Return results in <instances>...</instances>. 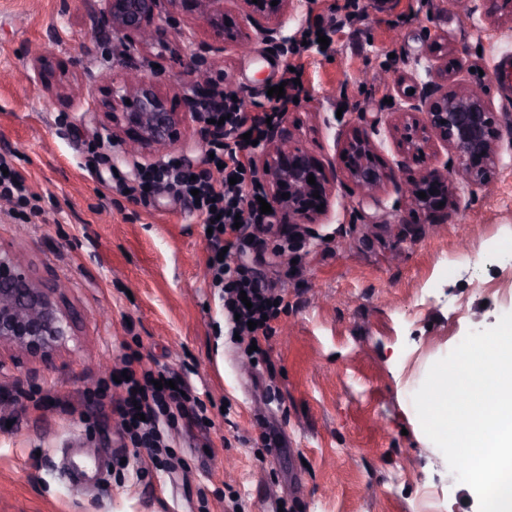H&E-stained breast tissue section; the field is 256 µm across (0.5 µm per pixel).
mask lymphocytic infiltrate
<instances>
[{
  "label": "lymphocytic infiltrate",
  "instance_id": "obj_1",
  "mask_svg": "<svg viewBox=\"0 0 512 512\" xmlns=\"http://www.w3.org/2000/svg\"><path fill=\"white\" fill-rule=\"evenodd\" d=\"M287 98H272L269 114L244 111L242 102L231 94L211 93L194 105L198 121L207 125L208 152L202 155L199 172L185 170L175 160L158 162L142 169L130 193L147 189L163 190L186 201L204 222H217L218 228L207 236L210 251L207 268L214 287L224 294V312L230 317V329L241 341L258 342L257 357H264L261 343L272 330L277 316L272 285L253 276L245 265L220 259L221 250L236 253L244 229L269 223V215L260 212L257 199L248 198L244 180L252 170L254 141H266L270 132L268 119H279L285 112ZM136 355H127L124 368L128 374L121 385L125 395L117 406L123 431L135 447L158 453L167 442L160 429L162 418L191 417L204 409L187 381L175 387L164 386L162 372L137 371Z\"/></svg>",
  "mask_w": 512,
  "mask_h": 512
}]
</instances>
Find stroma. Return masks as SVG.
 Returning <instances> with one entry per match:
<instances>
[{"mask_svg": "<svg viewBox=\"0 0 512 512\" xmlns=\"http://www.w3.org/2000/svg\"><path fill=\"white\" fill-rule=\"evenodd\" d=\"M95 3L0 0V159L28 186L26 200L0 201V246L44 284L65 283L77 319L50 360L0 352V512H227L234 498L242 512H424L429 497L438 512H479L413 396L469 331L512 313V86L492 78L512 57V5L486 0L465 19L448 0H302L283 55L225 46L178 0H158L155 18L178 29L130 53ZM436 34L462 62L456 84L485 87L503 135L492 182L465 189L437 224L395 206L394 127L397 80L424 77ZM194 60L249 112L268 110L269 88L295 75L280 123L336 168L320 223L274 224L247 248L288 301L256 367L206 276L201 216L162 191L127 196L138 162L102 129L124 64L185 112ZM366 117L379 121L386 171L371 197L342 162ZM207 138L192 124L156 156L197 168ZM131 352L183 376L207 408V425H179L160 456L123 436L120 389L92 395Z\"/></svg>", "mask_w": 512, "mask_h": 512, "instance_id": "1", "label": "stroma"}]
</instances>
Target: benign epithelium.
<instances>
[{
  "label": "benign epithelium",
  "instance_id": "7a95c632",
  "mask_svg": "<svg viewBox=\"0 0 512 512\" xmlns=\"http://www.w3.org/2000/svg\"><path fill=\"white\" fill-rule=\"evenodd\" d=\"M187 13H194L214 28L224 30V40L257 38L288 51L281 30L298 6V0H179ZM157 0H99L100 12L127 46L142 44L144 36L163 38L165 30L151 27ZM454 65L448 56L436 59L426 69L427 80L416 83L414 93L400 108L398 126L403 166L410 171L401 187L400 206L421 210L435 217L447 216L448 204L473 185L491 180L499 162L501 135L490 104L483 94L466 86L448 89ZM112 127L129 138L128 149L153 156L160 145L177 140L181 129L194 121L191 112L172 111L149 78L137 69L112 83ZM373 122L345 143L344 163L351 180L365 196L384 181L385 172L375 155ZM437 141L452 151L462 181L448 178V166L431 167L427 150ZM264 195L273 213L290 224H317L330 207V180L326 169L305 148L274 142L260 156ZM314 175L315 184L308 183ZM318 193L320 198L313 197ZM426 193V198L419 193ZM288 197L283 198L281 194ZM444 206H439V203ZM323 210H317V206ZM61 286L48 288L22 265L9 250L0 247V348L16 354L47 360L71 335L72 319L57 300Z\"/></svg>",
  "mask_w": 512,
  "mask_h": 512
}]
</instances>
